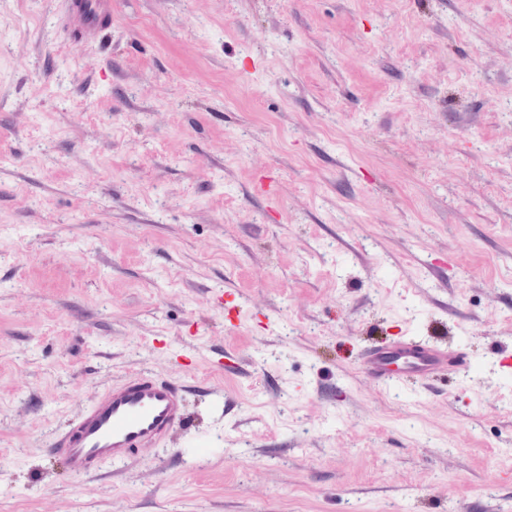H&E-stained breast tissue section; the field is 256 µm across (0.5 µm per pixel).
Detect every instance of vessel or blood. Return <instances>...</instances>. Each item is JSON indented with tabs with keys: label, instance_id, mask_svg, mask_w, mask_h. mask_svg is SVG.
<instances>
[{
	"label": "vessel or blood",
	"instance_id": "vessel-or-blood-1",
	"mask_svg": "<svg viewBox=\"0 0 512 512\" xmlns=\"http://www.w3.org/2000/svg\"><path fill=\"white\" fill-rule=\"evenodd\" d=\"M66 23L90 46L112 26V0H62ZM465 347L418 336L377 343L362 354L361 369L380 390L412 383L429 387L447 374L465 373ZM190 386L148 369L119 379L61 427L49 441L53 457L74 476L120 468L191 432Z\"/></svg>",
	"mask_w": 512,
	"mask_h": 512
}]
</instances>
